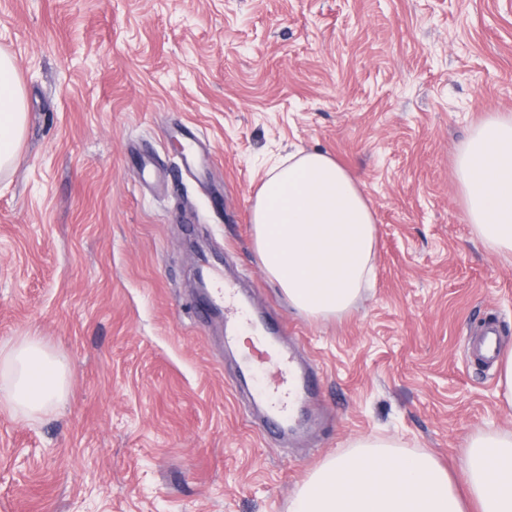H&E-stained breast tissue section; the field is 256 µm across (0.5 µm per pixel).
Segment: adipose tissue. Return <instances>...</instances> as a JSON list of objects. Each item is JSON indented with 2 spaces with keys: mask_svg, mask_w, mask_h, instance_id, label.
<instances>
[{
  "mask_svg": "<svg viewBox=\"0 0 512 512\" xmlns=\"http://www.w3.org/2000/svg\"><path fill=\"white\" fill-rule=\"evenodd\" d=\"M26 115L13 58L0 53V171L9 170ZM466 214L485 248L512 253V118L497 113L474 127L456 156ZM252 224L265 274L310 319L342 318L373 271L376 225L357 182L322 152L297 151L274 163L255 196ZM0 404L33 418L66 399V365L40 337L0 347ZM512 432L477 430L457 472L425 451L388 438L355 440L299 485L289 512H512Z\"/></svg>",
  "mask_w": 512,
  "mask_h": 512,
  "instance_id": "obj_1",
  "label": "adipose tissue"
}]
</instances>
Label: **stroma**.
<instances>
[{
	"label": "stroma",
	"mask_w": 512,
	"mask_h": 512,
	"mask_svg": "<svg viewBox=\"0 0 512 512\" xmlns=\"http://www.w3.org/2000/svg\"><path fill=\"white\" fill-rule=\"evenodd\" d=\"M27 126L0 174V343L33 334L67 369L62 407H0V512H289L297 487L383 435L456 469L512 430L470 363L494 317L512 346V256L474 236L455 158L512 115V0H0ZM199 131L197 176L176 134ZM320 151L377 224L352 313L307 319L264 274L252 206L277 157ZM223 255L322 376L331 422L262 435L195 274Z\"/></svg>",
	"instance_id": "35a3bbf8"
}]
</instances>
